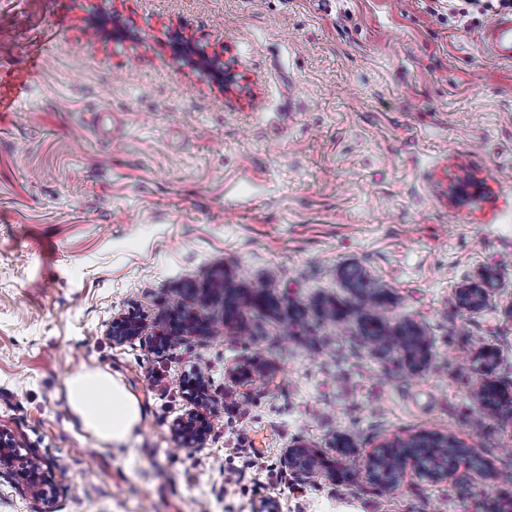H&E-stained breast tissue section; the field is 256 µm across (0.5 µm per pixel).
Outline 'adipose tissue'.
Returning a JSON list of instances; mask_svg holds the SVG:
<instances>
[{"instance_id":"ef3b65f1","label":"adipose tissue","mask_w":512,"mask_h":512,"mask_svg":"<svg viewBox=\"0 0 512 512\" xmlns=\"http://www.w3.org/2000/svg\"><path fill=\"white\" fill-rule=\"evenodd\" d=\"M73 418L98 441L115 447L129 440L141 422L137 398L122 381L100 369H82L65 382Z\"/></svg>"}]
</instances>
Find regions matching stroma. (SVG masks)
I'll return each mask as SVG.
<instances>
[{
    "label": "stroma",
    "instance_id": "stroma-1",
    "mask_svg": "<svg viewBox=\"0 0 512 512\" xmlns=\"http://www.w3.org/2000/svg\"><path fill=\"white\" fill-rule=\"evenodd\" d=\"M461 0H0V429L42 454L55 512H501L512 416L482 410L477 355L512 382V63ZM118 113L113 132L108 113ZM484 179L457 204L450 184ZM423 362L371 350L357 273ZM488 274L480 313L453 292ZM248 326L149 339L219 277ZM143 334L115 345L113 318ZM99 368L138 398L124 454L70 415ZM208 386L200 448L176 421ZM453 435L478 467L382 490L351 455ZM336 471L305 480L288 448ZM261 466L244 469L250 449ZM242 481L224 484L227 471Z\"/></svg>",
    "mask_w": 512,
    "mask_h": 512
}]
</instances>
